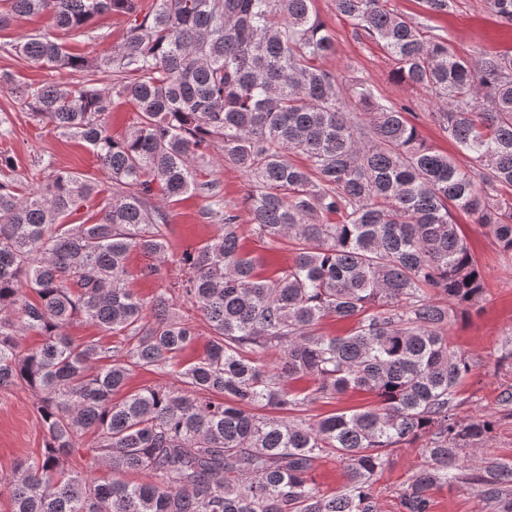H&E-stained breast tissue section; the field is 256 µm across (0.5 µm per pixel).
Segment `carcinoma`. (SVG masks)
Returning a JSON list of instances; mask_svg holds the SVG:
<instances>
[{"mask_svg":"<svg viewBox=\"0 0 512 512\" xmlns=\"http://www.w3.org/2000/svg\"><path fill=\"white\" fill-rule=\"evenodd\" d=\"M386 2L335 6L391 57L399 81L431 94L473 170L421 138L412 105L339 83L323 66L333 40L313 0H153L147 11L140 0H12L13 15L49 11L75 35L100 15L129 16L123 42L93 65L46 34L17 52L50 70L134 78L22 92L34 118L85 142L111 171L98 218L66 223L101 193L86 177L53 172L22 195L13 158L0 155V387L34 391L44 430L39 453L0 477L9 512H380L376 477L394 449L416 442L426 463L400 503L431 512V491L491 441L492 416L457 413L471 359L452 345L448 322L483 300L484 282L452 210L512 253V57H462ZM485 3L512 23V0ZM455 5L422 0L428 15ZM121 98L137 119L114 137L108 117ZM214 147L249 180L254 234L297 242L274 279L241 250L239 214L219 204L218 184L194 176L193 158ZM155 185L166 199L204 189L213 200L202 214L218 234L184 252L175 275L160 265L168 220L150 203ZM133 250L154 259L141 278L168 282L149 307L128 286ZM178 297L209 328L194 361L183 356L198 330L175 312ZM327 318L354 327L325 336ZM77 320L123 341L77 343L67 333ZM26 330L43 336L40 347L22 348ZM139 367L181 386L130 391ZM302 378L306 386L293 385ZM351 390L374 401L300 418ZM89 431L106 478L69 461ZM327 456L347 475L329 493L313 479ZM472 481L492 512H512V465L491 459Z\"/></svg>","mask_w":512,"mask_h":512,"instance_id":"obj_1","label":"carcinoma"}]
</instances>
